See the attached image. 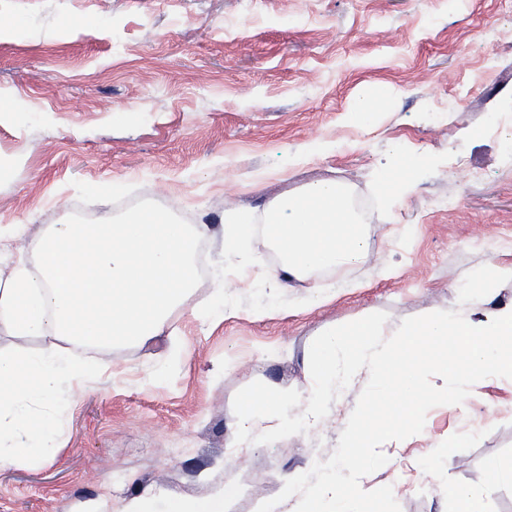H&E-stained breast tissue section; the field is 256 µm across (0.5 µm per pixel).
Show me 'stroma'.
<instances>
[{
	"label": "stroma",
	"mask_w": 512,
	"mask_h": 512,
	"mask_svg": "<svg viewBox=\"0 0 512 512\" xmlns=\"http://www.w3.org/2000/svg\"><path fill=\"white\" fill-rule=\"evenodd\" d=\"M397 97L368 129L347 112L364 92ZM22 109L0 125V225L93 223L142 205L220 229L230 206L260 207L334 178L364 202L370 249L307 310L302 288L237 289L239 312L173 326L189 357L149 386L169 345L117 347V375L65 414L62 448L37 465L0 469V512H115L143 497L207 501L232 484L235 512L279 501L298 470L317 478L342 420L321 434L272 439L228 459L226 425L258 386L301 388L324 331L367 311L410 320L445 307L490 246L512 240V156L487 113L512 117V0H0V90ZM444 109L431 122V109ZM317 140L342 149L285 171ZM429 161L415 192L383 209L374 181L392 153ZM270 171L255 190L243 174ZM110 186L107 201L93 195ZM396 269L377 278L380 267ZM264 306L267 316L247 311ZM427 441L385 446L372 471V512H451L446 486L480 485L512 458V383L480 381L459 406L418 412ZM447 448L435 481L428 442Z\"/></svg>",
	"instance_id": "obj_1"
}]
</instances>
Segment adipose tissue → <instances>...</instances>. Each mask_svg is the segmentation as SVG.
Returning <instances> with one entry per match:
<instances>
[{
    "label": "adipose tissue",
    "mask_w": 512,
    "mask_h": 512,
    "mask_svg": "<svg viewBox=\"0 0 512 512\" xmlns=\"http://www.w3.org/2000/svg\"><path fill=\"white\" fill-rule=\"evenodd\" d=\"M415 157L394 155L377 192L395 203L415 187ZM25 225L0 226V334L38 338L36 350H0V468L36 464L53 453L63 430L61 399L76 400L113 367L74 354L72 345L112 349L146 346L196 290L197 244L211 236L206 224L178 223L172 212L142 208L95 224H52L33 241L30 255L11 242ZM263 240L277 264L254 274L252 245ZM224 264L215 269L207 321L233 310L227 291L238 276L250 287L285 293L309 288L304 305L332 300L320 274L361 265L369 247L363 213L347 183L319 179L264 205L228 208L220 233ZM496 257L472 270L445 309H428L413 321L365 313L325 331L310 355L302 390H264L227 426V447H259L273 433L319 429L345 389L361 374L369 390L347 415L336 456L321 478L297 472L282 485L301 512H364L376 492L370 467L383 440L419 435L413 414L428 402H461L476 379L512 381V301L499 299L512 283V241H496Z\"/></svg>",
    "instance_id": "1"
}]
</instances>
